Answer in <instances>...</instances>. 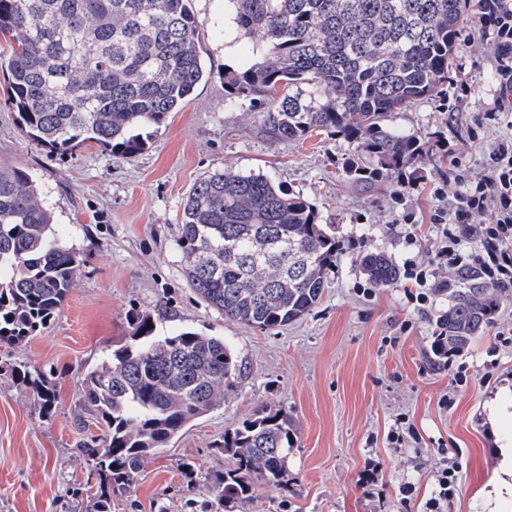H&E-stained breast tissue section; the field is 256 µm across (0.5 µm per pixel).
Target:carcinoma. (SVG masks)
I'll list each match as a JSON object with an SVG mask.
<instances>
[{"instance_id":"carcinoma-1","label":"carcinoma","mask_w":512,"mask_h":512,"mask_svg":"<svg viewBox=\"0 0 512 512\" xmlns=\"http://www.w3.org/2000/svg\"><path fill=\"white\" fill-rule=\"evenodd\" d=\"M232 32L251 43L224 69V103L247 100L275 138L341 134L356 154L344 171L357 184L391 179L425 160L415 135L386 117L437 95L467 21L465 0H227ZM200 22L190 0H0V74L22 132L64 152L95 143L133 159L135 130L161 126L206 77ZM177 246L184 275L206 305L274 332L321 302L336 241L314 206L262 174L226 168L200 180L183 207ZM82 259L65 245L29 174L0 165V345L20 346L55 318ZM377 288L399 266L383 253L359 260ZM433 363L463 353L490 323L496 289L473 272L448 279ZM133 343L80 371L77 452L99 484L94 512L137 478L144 458L224 403L243 368L224 339L193 330L156 333L134 316ZM42 410L56 389L29 378ZM98 433H93V430ZM288 419L261 415L224 434L234 459L215 478L202 512H224L260 484L288 479Z\"/></svg>"}]
</instances>
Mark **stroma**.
<instances>
[{
    "label": "stroma",
    "instance_id": "35a3bbf8",
    "mask_svg": "<svg viewBox=\"0 0 512 512\" xmlns=\"http://www.w3.org/2000/svg\"><path fill=\"white\" fill-rule=\"evenodd\" d=\"M191 7L208 75L181 111L143 129L146 146L134 159L93 143L72 153L37 145L0 90V163L26 170L63 239L83 260L49 326L21 347L0 348V512H93L97 484L76 454L79 371L130 343L134 313L150 316L161 334L190 329L223 337L244 374L223 406L147 457L112 512H197L210 497L211 480L232 463L216 449L225 432L274 413L287 415L293 433L288 484L258 486L235 512H423L441 446L459 466L447 512H512V499L493 511L482 492L498 466L484 405L512 383V344H496L498 330L512 326V291L499 292L490 324L467 350L433 367L435 323L448 307L447 293L431 290L423 312L407 302L403 283L373 287L359 266L372 252L400 265L430 263L432 185L444 182L450 196L457 190L443 144L466 155L476 179L491 144L512 137V127L501 124L483 141L469 139L476 117L499 95L492 37L473 21L456 44L442 91L391 114L389 126L436 142L416 166L418 190L397 201L392 182L362 188L345 177L341 163L354 145L344 136L315 132L280 141L250 102L226 107L224 68L244 59L248 43L225 35L224 0H191ZM227 167L266 175L300 194L336 238L321 303L274 333L208 308L183 275L176 239L186 197L201 178ZM410 233L416 236L411 243ZM492 356L498 366L487 380ZM462 364L468 367L464 385L455 381ZM39 373L57 383L48 414L21 380ZM445 397L451 400L446 408ZM401 416L421 440L397 448L388 433ZM185 461L195 466L192 476L180 468ZM370 461L379 472L367 491L359 478ZM404 484L415 489L405 507L399 503Z\"/></svg>",
    "mask_w": 512,
    "mask_h": 512
}]
</instances>
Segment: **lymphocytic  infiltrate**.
I'll list each match as a JSON object with an SVG mask.
<instances>
[{
    "label": "lymphocytic infiltrate",
    "instance_id": "f902f5d3",
    "mask_svg": "<svg viewBox=\"0 0 512 512\" xmlns=\"http://www.w3.org/2000/svg\"><path fill=\"white\" fill-rule=\"evenodd\" d=\"M483 27L497 45L496 70L503 85H512V0H475ZM488 222L477 225L478 217ZM430 220L436 229L433 268L472 270L489 285L512 288V139L492 144L484 174L463 180L449 208H435ZM478 242L468 245L470 231Z\"/></svg>",
    "mask_w": 512,
    "mask_h": 512
}]
</instances>
